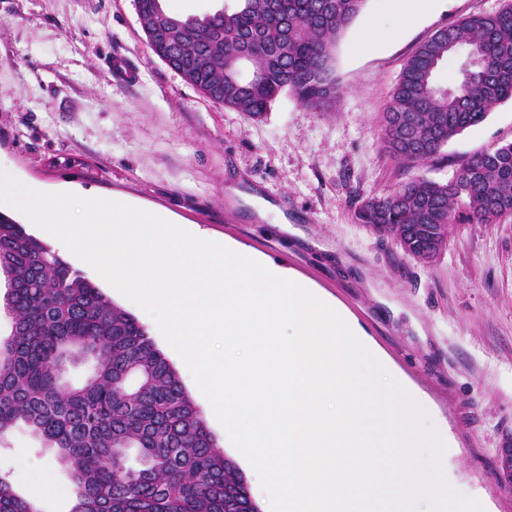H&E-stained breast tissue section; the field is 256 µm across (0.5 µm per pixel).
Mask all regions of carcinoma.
I'll use <instances>...</instances> for the list:
<instances>
[{
    "mask_svg": "<svg viewBox=\"0 0 512 512\" xmlns=\"http://www.w3.org/2000/svg\"><path fill=\"white\" fill-rule=\"evenodd\" d=\"M365 0H232L202 18H176L160 0L143 16L179 22L146 35L152 53L205 97L251 118L282 93L321 109L342 90L332 77L337 37ZM482 66L435 85L453 49ZM224 86V96L212 94ZM512 100V0L436 30L405 59L383 113L382 145L403 164L436 156L452 137ZM471 224L512 216V142L463 162L452 181L411 179L364 200L357 218L430 263L446 248L459 207ZM0 275L10 334L0 337V447L25 426L66 469L68 512H260L243 470L218 449L176 370L133 314L24 224L0 212ZM89 365L84 380L70 369ZM0 512H42L0 475Z\"/></svg>",
    "mask_w": 512,
    "mask_h": 512,
    "instance_id": "carcinoma-1",
    "label": "carcinoma"
}]
</instances>
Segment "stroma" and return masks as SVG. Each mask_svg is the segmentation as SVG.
I'll use <instances>...</instances> for the list:
<instances>
[{
    "mask_svg": "<svg viewBox=\"0 0 512 512\" xmlns=\"http://www.w3.org/2000/svg\"><path fill=\"white\" fill-rule=\"evenodd\" d=\"M502 0H439L413 23L366 0L339 35L340 101L280 95L253 119L205 97L150 50L134 0H0V166L45 192L99 195L287 267L336 302L389 372L446 429L452 486L512 512V217L452 224L431 263L360 224L358 205L413 177L448 182L459 163L512 142V101L400 166L381 120L404 60L437 29ZM122 58L135 82L109 68ZM287 203V232L245 200Z\"/></svg>",
    "mask_w": 512,
    "mask_h": 512,
    "instance_id": "1",
    "label": "stroma"
}]
</instances>
